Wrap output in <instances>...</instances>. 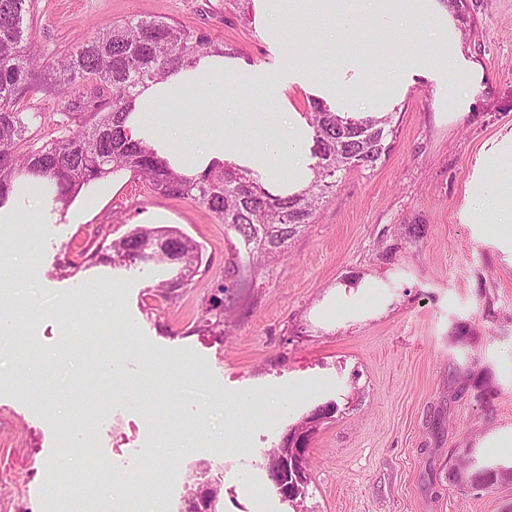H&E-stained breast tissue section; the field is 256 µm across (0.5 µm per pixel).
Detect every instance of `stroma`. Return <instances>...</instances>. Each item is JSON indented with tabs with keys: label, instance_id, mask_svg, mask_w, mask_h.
Returning a JSON list of instances; mask_svg holds the SVG:
<instances>
[{
	"label": "stroma",
	"instance_id": "obj_1",
	"mask_svg": "<svg viewBox=\"0 0 512 512\" xmlns=\"http://www.w3.org/2000/svg\"><path fill=\"white\" fill-rule=\"evenodd\" d=\"M471 27L460 43L477 78L449 98L432 73L411 78L392 108L390 154L347 172L323 198L313 224L279 261L234 289L230 328L206 323L224 280L233 231L205 205L165 197L125 173L75 203L78 224H35L34 248L7 242L0 223V311L20 307L12 344L0 349V512H39L45 477L74 490L85 477L63 421L94 431L97 452L151 448L177 477L168 512H187L201 482L216 489L215 512H255L254 490L271 483L267 452L318 407L334 410L310 444L304 498L272 492L264 512H512V482H460L473 456L511 464L495 446L512 428V252L467 208L473 183L493 180L494 151L512 135V0H468ZM156 16L209 35L247 69L277 72V51L253 22L252 0H35L29 52L41 67L30 111L43 143L74 127L59 121L49 68L78 40L131 15ZM143 225L170 227L198 242L203 263L177 296L160 294L178 265L148 258L79 264L82 250ZM378 277L386 314L328 330L316 308L338 283ZM73 306L84 335L104 322L140 347L110 356H62ZM149 378L148 403L123 390ZM295 391L291 411L260 419L257 406L224 409L235 391L259 397ZM206 414L203 434L174 439L154 423ZM248 454H241V447Z\"/></svg>",
	"mask_w": 512,
	"mask_h": 512
}]
</instances>
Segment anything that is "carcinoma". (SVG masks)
Masks as SVG:
<instances>
[{
    "label": "carcinoma",
    "mask_w": 512,
    "mask_h": 512,
    "mask_svg": "<svg viewBox=\"0 0 512 512\" xmlns=\"http://www.w3.org/2000/svg\"><path fill=\"white\" fill-rule=\"evenodd\" d=\"M32 6L33 0H0V202L22 173L53 182L56 200L66 207L90 182L131 172L158 194L205 204L234 231L239 245H230L229 271L218 285L226 296L239 287L240 273L285 255L288 241L313 223L326 190L336 186L337 173L372 167L392 150L391 115L345 118L314 98L307 119L317 161L309 186L301 192L273 196L249 170L227 163H215L195 178L182 176L129 138L128 103L138 88L199 55L224 54L226 48L208 35L151 16L109 25L52 65L67 108L88 115L75 130L39 146L29 134L33 116L25 103L34 92L32 74L37 67L27 53ZM109 249L128 260L143 258L150 249L157 259L181 265L183 274L163 285L166 297L187 287L203 262L200 246L173 229L143 227L113 240ZM471 468L470 478L481 486L512 477L511 466L475 469L470 459L462 461L458 473Z\"/></svg>",
    "instance_id": "cac0c4a2"
}]
</instances>
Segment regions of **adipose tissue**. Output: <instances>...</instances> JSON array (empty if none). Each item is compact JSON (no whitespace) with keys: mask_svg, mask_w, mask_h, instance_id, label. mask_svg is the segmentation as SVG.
Wrapping results in <instances>:
<instances>
[{"mask_svg":"<svg viewBox=\"0 0 512 512\" xmlns=\"http://www.w3.org/2000/svg\"><path fill=\"white\" fill-rule=\"evenodd\" d=\"M254 9L267 39L282 46L283 78L277 88L269 87L262 72L243 71L237 60L209 54L142 88L129 106L132 138L143 141L186 176L199 174L212 163L228 162L250 169L273 194L285 196L304 189L315 162L313 131L295 111L289 94L294 84L322 69L331 70L332 77L320 86L318 98L340 115L355 118L363 113L355 94L363 78L375 87L376 95L365 112L373 117L389 110L406 89L405 76L412 72L434 70L447 81L452 95L471 85L458 34L440 0H420L412 7L405 0H254ZM289 17L300 18L318 31L319 39L304 46L285 41L283 26ZM364 18L375 27L391 29V43L337 55L336 46L347 41L356 22ZM421 27L447 40L443 57L435 60L422 49H400L403 35ZM245 90L264 92L263 111H242L240 94ZM468 203L472 212L493 214L496 238L512 246V162L502 165L496 181L473 188ZM75 221L73 208L55 202L53 187L38 177L17 179L0 203L1 224ZM379 285V279L371 276L352 286L337 284L336 322L366 318L362 299Z\"/></svg>","mask_w":512,"mask_h":512,"instance_id":"ef3b65f1","label":"adipose tissue"}]
</instances>
